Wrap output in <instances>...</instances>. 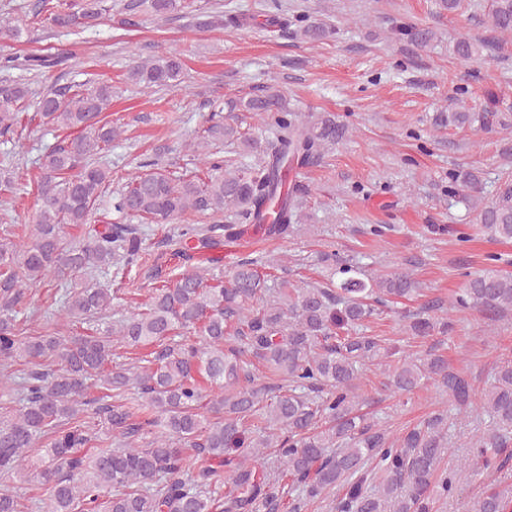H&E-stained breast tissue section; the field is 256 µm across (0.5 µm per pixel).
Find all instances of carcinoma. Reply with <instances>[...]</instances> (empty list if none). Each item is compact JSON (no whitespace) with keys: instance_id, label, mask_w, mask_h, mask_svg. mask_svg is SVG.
<instances>
[{"instance_id":"1","label":"carcinoma","mask_w":512,"mask_h":512,"mask_svg":"<svg viewBox=\"0 0 512 512\" xmlns=\"http://www.w3.org/2000/svg\"><path fill=\"white\" fill-rule=\"evenodd\" d=\"M183 0H38L29 23L55 36L90 27L112 11L145 10L167 19ZM226 24H255L315 43L329 35L322 22L288 16L282 0H268L262 18L229 13ZM491 31L512 34V0H491L483 20ZM398 34L418 49L436 33L402 26ZM497 43L459 37L449 45L469 60ZM66 56L7 55L0 68H58ZM173 53L148 58L128 71L147 87L180 81ZM112 86L88 80L52 88L37 98L24 82L0 86V136H17L35 118L63 133L43 156L35 178L7 151L0 165V198L17 202L29 191L40 201L26 241L13 224H0V383L19 408L0 415V475L22 462L23 479L46 512H308L329 502L330 512H434L457 495L460 479L481 482L512 469V348L496 364L492 382L476 394L468 368L448 363L435 348L421 357L366 334V321L399 299L423 296L413 276L416 261L374 277L352 258L332 251L317 256L323 280L297 286L267 271L278 261L245 257L229 272L215 252L245 227L267 238L292 233L301 219L299 185L288 169L314 165L341 141L345 128L331 116L292 112L269 88L239 102L264 116L273 137L260 144L237 120L210 104V124L193 143L196 163L170 171L154 160L113 198L124 219L160 230L172 279L154 274L148 298L114 317L119 289L77 278L125 272L145 250L132 224H92L90 217L112 186L106 157L118 128L106 120ZM508 126L498 112H442L439 125ZM260 155L233 167L222 146ZM463 199L491 238L512 241V181L496 199L483 194L475 168L450 173ZM229 213L233 223H184L191 214ZM79 232L67 240L65 226ZM54 285L46 309L29 307V292ZM474 310L495 324L512 314V272L494 267L468 276L445 302L427 299L399 312L406 330L428 339L453 330L448 311ZM126 350L127 363L115 361ZM382 369L384 386L409 395L433 380L458 410L488 418L466 444L467 455L442 468L451 454L448 411L430 415L393 438L380 425L375 398L364 391L366 366ZM44 444L38 458L31 449ZM21 497L0 488V512H24ZM465 512H512V488L490 487Z\"/></svg>"}]
</instances>
